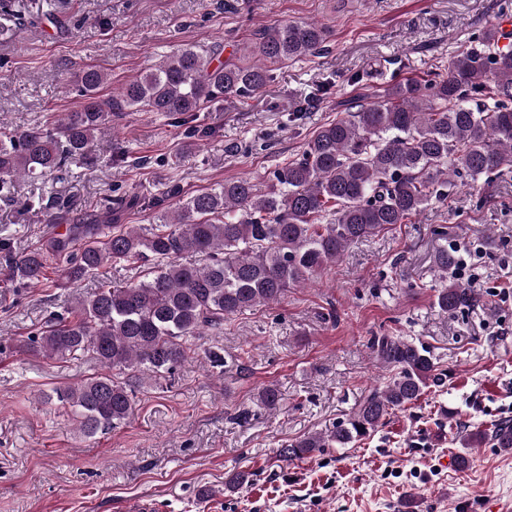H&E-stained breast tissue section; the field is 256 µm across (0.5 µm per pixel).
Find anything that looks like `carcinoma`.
Returning <instances> with one entry per match:
<instances>
[{"label": "carcinoma", "mask_w": 512, "mask_h": 512, "mask_svg": "<svg viewBox=\"0 0 512 512\" xmlns=\"http://www.w3.org/2000/svg\"><path fill=\"white\" fill-rule=\"evenodd\" d=\"M315 23H279L264 30L249 66L216 61L209 50L181 48L122 87L128 106L163 112L188 126L193 113L227 98L246 100L274 81L276 66L311 56L324 41ZM512 35L484 30L428 79L405 78L383 94L349 102L346 115L323 125L300 156L273 172L264 192L248 179L226 181L172 210L156 204L154 224L121 223L123 198L72 224L49 248L18 252L0 238L6 276L22 288L46 277L47 257L62 264L57 288H69L114 263L161 265L137 282L107 279L30 333L26 345L49 358L89 354L102 372L56 390L78 430L91 436L130 418L133 394L113 371L145 370L161 379L189 353L188 338L223 330L232 316L276 303L288 289L313 283L359 242L410 224L433 201L448 200L452 179L465 182L512 163ZM107 75L75 73L80 106L54 122L11 129L0 122V192L14 181H36L70 164L95 163L111 131L112 101L98 96ZM459 252L443 247L433 259L435 302L453 313L479 301L456 281ZM369 348L385 370L379 386L328 433H307L282 446L279 461L302 462L325 448H346L418 402L442 382L430 349L402 336H373ZM512 448V422L490 437H460L463 448L486 442Z\"/></svg>", "instance_id": "obj_1"}]
</instances>
